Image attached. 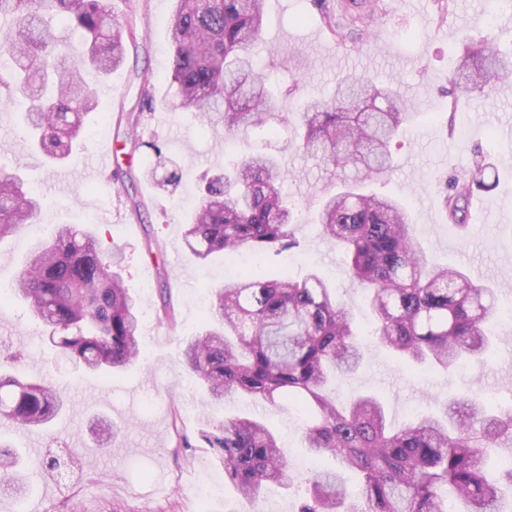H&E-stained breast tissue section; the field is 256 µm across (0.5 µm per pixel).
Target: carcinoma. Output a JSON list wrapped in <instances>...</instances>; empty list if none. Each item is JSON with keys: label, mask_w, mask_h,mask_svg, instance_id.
Wrapping results in <instances>:
<instances>
[{"label": "carcinoma", "mask_w": 512, "mask_h": 512, "mask_svg": "<svg viewBox=\"0 0 512 512\" xmlns=\"http://www.w3.org/2000/svg\"><path fill=\"white\" fill-rule=\"evenodd\" d=\"M168 20L172 47L165 78L176 90L172 107L224 128V135L258 130L275 137L269 77L255 72L251 49L263 29V0H173ZM363 0L346 25L325 15L332 34L372 19ZM56 16L81 36L74 47L49 23ZM0 47L9 78L0 90L25 104L27 146L56 163L73 158L84 117L98 108L85 80L109 75L128 59L136 41L132 21L112 18L105 0H0ZM512 79V57L484 42L466 46L451 79L454 98L473 100ZM153 102L143 86L138 111L127 116L133 148L154 154L142 178L163 192L181 180V168L140 131ZM395 85L345 76L332 98H312L302 109L294 143L327 169L353 167L360 180L321 200L322 235L349 261L375 317L370 337L357 333L347 305L315 270L300 278L269 276L263 261L298 247L296 223L283 194L285 171L269 154L237 158L206 179L184 230L185 248L201 263L219 253L247 251L256 266L214 291L200 331L186 340L183 361L211 398L246 395L262 406L286 402L306 419L303 438L317 456L329 455L358 473L360 493L348 495L334 470L308 480L298 512H448L447 488L465 512H503L512 496V410L496 413L481 398L448 403L401 429L387 424L382 401L358 394L340 404L328 389L337 375L363 364L369 339L400 360L450 369L482 362L492 344L485 325L501 316L496 289L473 283L461 269L431 266L412 234L407 206L365 191L391 168L389 143L409 123ZM479 164L453 179L444 195L448 220L462 225L464 205L487 189ZM44 202L18 175L0 177V241L35 223ZM116 249H104L84 227L62 224L33 243L12 295L40 322L49 343L90 373L110 376L139 359L140 300L124 287ZM64 406L48 383L0 374V418L30 431L42 429ZM202 437L224 463V474L250 504L271 484L288 481V460L266 418L257 412L204 423Z\"/></svg>", "instance_id": "cac0c4a2"}]
</instances>
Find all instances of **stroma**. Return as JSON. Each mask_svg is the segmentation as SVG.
<instances>
[{
  "mask_svg": "<svg viewBox=\"0 0 512 512\" xmlns=\"http://www.w3.org/2000/svg\"><path fill=\"white\" fill-rule=\"evenodd\" d=\"M348 2L264 0V28L251 55L274 88L278 107L271 124L278 134L236 136L223 148L203 122L171 107L173 91L164 70L172 0H107L115 19L137 14L146 44L137 58L107 76L89 75L88 83L102 110H114L135 103L139 76L151 80L153 106L143 123L181 166V182L171 195L145 181L131 187L112 180L115 170L138 171L154 161L150 150L132 153L115 144L114 127L103 137L86 139L66 167H51L24 149L16 113L0 103V172L22 174L45 202L40 223L0 242V290L10 288L33 239L50 235L59 224H84L103 248L121 249L124 282L142 301L141 358L113 377L61 358L21 302H0V371L44 380L67 398L46 430L0 425V443L24 457L26 512H196L197 488L215 478L221 487L210 497L214 512H246L199 430L204 420L221 422L250 404L231 397L215 403L186 370L182 356L209 306L211 287L231 282L238 265L230 254L206 266L194 260L182 242L184 213L195 203L201 175L223 168L226 152L280 153L288 173L283 189L295 208L301 249L270 256L268 269L301 276L316 268L350 307L356 326L370 328L364 290L352 283L342 255L312 221L320 196L339 189L340 179L319 160L285 146L300 107L307 99L330 97L342 76L398 83L412 110L409 129L390 145L393 167L374 183V191L410 208L414 235L430 264L466 270L477 283L502 284L501 303L512 308V86L457 101L448 81L464 43L491 40L511 55L512 24H503L504 10L489 0H447L443 11L437 0H416L409 8L384 0L385 12L367 30L339 42L324 16L342 15ZM107 145L112 148L108 165L88 177L87 167ZM482 159L489 164L485 180L492 188L476 191L461 231L450 225L442 194L447 183ZM136 200L145 204L138 218L132 214ZM166 298L175 309L172 323L158 315ZM496 334L487 364L448 371L410 368L371 346L355 375L337 378L334 394L341 402L363 392L380 395L396 427L438 413L447 400L474 394L510 409L512 320L501 321ZM264 414L288 459L290 484L265 490L256 512H296L313 463L302 442L303 421L285 406ZM104 423L121 428L115 444H102L95 435V427ZM183 437L188 447L180 446ZM57 448L71 449L75 456L63 478L42 467L46 452Z\"/></svg>",
  "mask_w": 512,
  "mask_h": 512,
  "instance_id": "obj_1",
  "label": "stroma"
}]
</instances>
